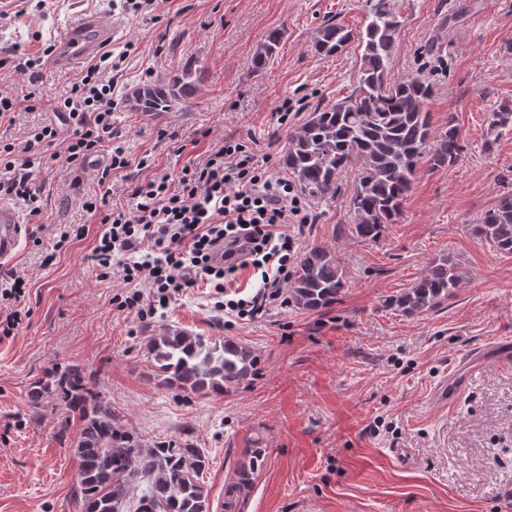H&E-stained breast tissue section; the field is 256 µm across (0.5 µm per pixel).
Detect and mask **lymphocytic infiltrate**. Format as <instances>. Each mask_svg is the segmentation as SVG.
<instances>
[{"label": "lymphocytic infiltrate", "mask_w": 512, "mask_h": 512, "mask_svg": "<svg viewBox=\"0 0 512 512\" xmlns=\"http://www.w3.org/2000/svg\"><path fill=\"white\" fill-rule=\"evenodd\" d=\"M126 59L123 52H104L72 83L53 107L62 125L33 126L20 146L0 139V198L22 203L29 223H39V177L49 148L77 170L89 157L106 155L97 188L83 205L88 223L64 226L59 241L100 226L89 259L101 279L123 284L114 296L119 308L144 323L190 289L210 287L220 296L248 269L260 276L256 291L245 299L219 300L216 309L251 319L284 305V286L297 258L292 227L310 220L306 198L287 181L272 178L251 148L229 136L183 165L175 180L152 173L149 156L131 161L112 125V84L105 79L121 71ZM134 165L145 177L131 174ZM116 177L128 206L110 203ZM26 289L17 273L0 272V336L15 335L22 325L19 304Z\"/></svg>", "instance_id": "obj_1"}]
</instances>
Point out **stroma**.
I'll return each instance as SVG.
<instances>
[{
  "label": "stroma",
  "mask_w": 512,
  "mask_h": 512,
  "mask_svg": "<svg viewBox=\"0 0 512 512\" xmlns=\"http://www.w3.org/2000/svg\"><path fill=\"white\" fill-rule=\"evenodd\" d=\"M79 1L112 19L109 0H50L44 11L0 20V47L42 54ZM398 7L406 21L391 74H429L433 123L456 121L464 152L449 169L420 166L399 223L377 241L336 239L334 225L350 221L344 205L311 206L298 252H336L347 274L328 310L276 307L241 320L215 311L201 288L140 322L113 304L119 282L100 280L90 267L93 237L41 268L59 225L86 222L81 204L96 187L95 172L47 161L42 229L4 262L29 277L31 288L21 302L27 318L0 340V512H79L71 451L79 425L65 423L59 397L36 408L29 399L32 382L60 361L91 374L143 446L190 439L206 449L211 512H224V483L257 436L268 453L245 512H512L505 500L512 491V366L473 368L466 396L453 406L434 397L451 368L512 341V254L472 232L512 190V125L484 145L492 110L512 104V0H399ZM367 12L365 0H167L157 19L124 17L111 49L131 43L135 50L112 79L113 126L132 157L151 154L160 172L178 174L233 135L274 178H285L289 127L318 102L349 92L358 73L356 52L315 53L318 27L331 18L358 31ZM276 28L287 32L277 61L253 73L256 48ZM187 63L207 71L188 106L157 116L129 110L134 87L165 81ZM74 78L47 69L32 85L12 67L0 68V89L33 94L37 104L18 116L8 138L22 143L31 126L54 122L51 105ZM285 100L292 112L282 124L276 112ZM443 254L464 273L454 297L419 317L386 306ZM162 327L233 338L259 354L261 373L219 396L157 388L147 376L145 341ZM64 424L70 434L63 438Z\"/></svg>",
  "instance_id": "stroma-1"
}]
</instances>
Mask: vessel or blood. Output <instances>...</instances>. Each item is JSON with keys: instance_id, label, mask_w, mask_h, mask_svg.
<instances>
[{"instance_id": "1", "label": "vessel or blood", "mask_w": 512, "mask_h": 512, "mask_svg": "<svg viewBox=\"0 0 512 512\" xmlns=\"http://www.w3.org/2000/svg\"><path fill=\"white\" fill-rule=\"evenodd\" d=\"M121 32L117 21L106 22L95 12L77 9L63 34L46 58L48 67L71 71L100 56ZM23 218L9 202L0 200V259L13 253L20 244ZM469 375L455 371L442 382L435 394L443 403L459 401L468 388Z\"/></svg>"}]
</instances>
